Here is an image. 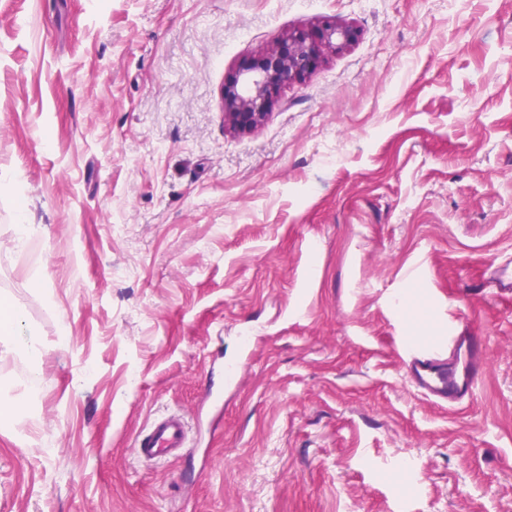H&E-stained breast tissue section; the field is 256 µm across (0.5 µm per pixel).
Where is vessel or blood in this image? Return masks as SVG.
I'll use <instances>...</instances> for the list:
<instances>
[{
    "instance_id": "obj_1",
    "label": "vessel or blood",
    "mask_w": 512,
    "mask_h": 512,
    "mask_svg": "<svg viewBox=\"0 0 512 512\" xmlns=\"http://www.w3.org/2000/svg\"><path fill=\"white\" fill-rule=\"evenodd\" d=\"M404 364L410 382L427 399L451 409L475 395L486 365L481 337L465 331H449L443 343H423L405 350ZM186 426L178 416H156L135 442L136 455L145 461H161L186 447Z\"/></svg>"
}]
</instances>
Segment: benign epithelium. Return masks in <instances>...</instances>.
I'll use <instances>...</instances> for the list:
<instances>
[{
    "mask_svg": "<svg viewBox=\"0 0 512 512\" xmlns=\"http://www.w3.org/2000/svg\"><path fill=\"white\" fill-rule=\"evenodd\" d=\"M356 39L353 27L332 21L324 22L317 34L297 31L278 39L224 86V121L237 133L258 129L282 87L313 71L324 54L337 53Z\"/></svg>",
    "mask_w": 512,
    "mask_h": 512,
    "instance_id": "obj_1",
    "label": "benign epithelium"
}]
</instances>
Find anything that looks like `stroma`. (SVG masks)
<instances>
[{
    "label": "stroma",
    "mask_w": 512,
    "mask_h": 512,
    "mask_svg": "<svg viewBox=\"0 0 512 512\" xmlns=\"http://www.w3.org/2000/svg\"><path fill=\"white\" fill-rule=\"evenodd\" d=\"M326 19L357 40L228 129ZM510 259L512 0H0V294L42 341L0 357V512H512ZM400 294L484 338L463 410ZM164 412L187 448L138 459ZM356 39L353 27L332 21H325L318 34L297 31L278 39L224 86V121L237 133L258 129L282 87L313 71L325 53H337Z\"/></svg>",
    "instance_id": "35a3bbf8"
}]
</instances>
